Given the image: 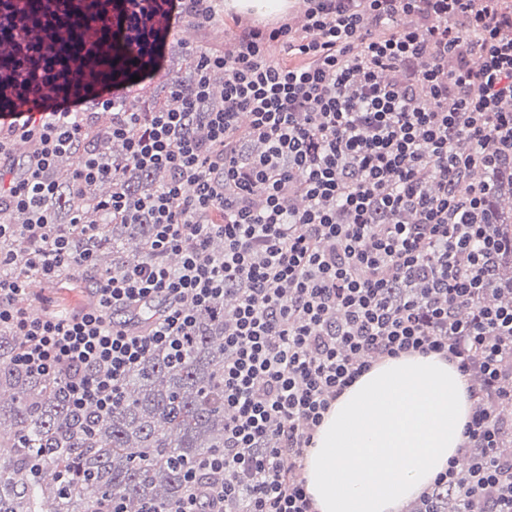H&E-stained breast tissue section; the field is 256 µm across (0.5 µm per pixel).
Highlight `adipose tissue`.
Returning <instances> with one entry per match:
<instances>
[{"label":"adipose tissue","mask_w":512,"mask_h":512,"mask_svg":"<svg viewBox=\"0 0 512 512\" xmlns=\"http://www.w3.org/2000/svg\"><path fill=\"white\" fill-rule=\"evenodd\" d=\"M473 402L454 363L386 357L325 413L304 460L316 512H405L459 457Z\"/></svg>","instance_id":"adipose-tissue-1"}]
</instances>
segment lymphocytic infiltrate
Segmentation results:
<instances>
[{
  "instance_id": "lymphocytic-infiltrate-1",
  "label": "lymphocytic infiltrate",
  "mask_w": 512,
  "mask_h": 512,
  "mask_svg": "<svg viewBox=\"0 0 512 512\" xmlns=\"http://www.w3.org/2000/svg\"><path fill=\"white\" fill-rule=\"evenodd\" d=\"M302 28L245 26L223 51H190L181 108L124 112L110 140L140 170L171 178L126 196L109 159H83L76 185L111 180L118 224L148 215L147 258L103 277L66 315L18 305L30 278L0 254V329L22 336L15 363L65 375L81 416L108 411L124 376L158 349L180 354L195 312L235 291L224 326V450L196 466L178 512H314L303 459L331 403L381 358L439 353L478 376L465 466L419 498L459 492L458 512H512V457L497 448L512 408V304L489 305L501 247L473 168L512 162V0H300ZM199 27L213 0H0V240L33 247L32 278L89 265L42 209L46 173L82 137V105H113L99 79L115 43L155 54L185 12ZM413 17L401 26V17ZM284 60H275V52ZM224 72L222 103L193 131ZM54 98H47V91ZM37 148L16 171L10 139ZM29 212L17 227L7 211ZM160 310L145 329L122 315Z\"/></svg>"
}]
</instances>
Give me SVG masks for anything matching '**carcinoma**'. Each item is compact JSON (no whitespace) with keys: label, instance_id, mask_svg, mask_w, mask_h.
<instances>
[{"label":"carcinoma","instance_id":"carcinoma-1","mask_svg":"<svg viewBox=\"0 0 512 512\" xmlns=\"http://www.w3.org/2000/svg\"><path fill=\"white\" fill-rule=\"evenodd\" d=\"M188 76L177 79L169 94L127 90L116 99V112H151L169 108L175 87L194 79L191 59ZM85 118L86 135L78 147L55 164L47 178L57 192L45 201L56 230L70 232V220L81 212L86 223L100 232L79 238L77 250L92 257L84 271L86 287L95 286L97 273L120 272L147 257L152 235L148 216L138 224H114L102 209L112 196L109 182L74 187L70 159L88 153L106 154L118 168L123 189L138 198L166 183L162 170L143 172L130 165L119 143L106 139L107 127L97 108ZM494 190L486 209L492 230L505 245L499 269L490 287L495 301L512 302V210L504 211L501 197L512 196V166L487 171ZM32 247L17 240H3L0 251L12 258L10 271L29 269ZM196 329L188 337L184 354L170 357L163 350L151 353L131 369L122 382L119 402L108 413L90 405L85 422L78 424L71 412L63 383L56 377L34 378L15 365L22 347L9 329L0 331V512H101L103 503L112 512H173L178 508L198 462L224 448V311L202 308L195 312Z\"/></svg>","mask_w":512,"mask_h":512}]
</instances>
